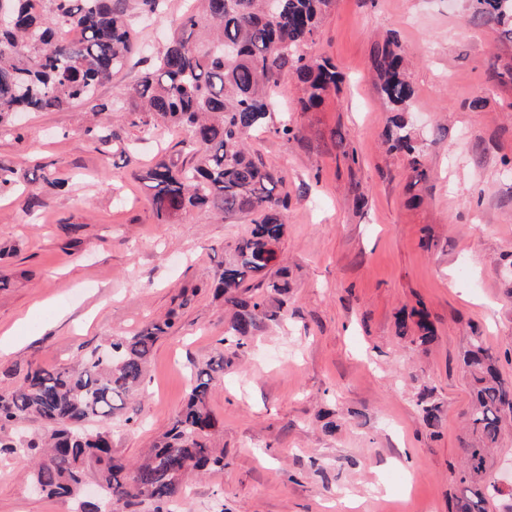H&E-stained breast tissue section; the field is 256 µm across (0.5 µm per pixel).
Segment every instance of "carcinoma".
Wrapping results in <instances>:
<instances>
[{
	"label": "carcinoma",
	"instance_id": "obj_1",
	"mask_svg": "<svg viewBox=\"0 0 512 512\" xmlns=\"http://www.w3.org/2000/svg\"><path fill=\"white\" fill-rule=\"evenodd\" d=\"M270 2L189 0L164 52L125 105L98 102L96 89L136 51L129 0H6L9 20L0 23V123L18 112L85 106L102 116L87 134L123 150L130 148V129L149 131L160 121L177 125L186 132L185 157L163 158L146 172L157 217L170 220L202 207L226 220L251 217L247 235L229 246L215 287L232 309L222 343L234 356L265 321L286 316L290 290L286 268L268 276L278 263L274 248L287 231L288 197L275 193L283 177L253 157L247 139L267 129L271 93L283 74L300 83L304 109L317 106L340 83L329 60L307 52L332 0H281L275 13ZM474 2L473 18L512 24V0ZM402 63L397 39L390 35L377 44L374 73L394 106L406 105L413 95ZM114 112L126 113L118 127L112 125ZM391 123L390 149L416 152L403 115ZM255 279L259 292L247 285ZM411 317L419 330L412 343L429 346L433 330L418 311L399 320V336L408 334ZM174 326L171 314L132 336L112 337L106 348L72 366L32 368L22 384L0 393L1 426L21 418L45 426L39 445L0 440V448L12 454L41 450L31 474L40 492L78 499L92 471L98 499L81 502V512H141L145 504L149 512H174L189 475L224 468V450L211 444L217 419L208 406L214 374L232 364L223 354L191 375L186 401L147 454L129 466L112 452L110 426L144 380L155 344ZM462 368L473 400L466 419L469 440L453 469L461 487L453 512H488L490 497L500 490L486 481L487 459L512 422V382L501 377L496 359L477 339L464 352ZM418 406L428 428L440 427L442 408L432 392H423Z\"/></svg>",
	"mask_w": 512,
	"mask_h": 512
}]
</instances>
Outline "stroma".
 <instances>
[{
  "label": "stroma",
  "instance_id": "35a3bbf8",
  "mask_svg": "<svg viewBox=\"0 0 512 512\" xmlns=\"http://www.w3.org/2000/svg\"><path fill=\"white\" fill-rule=\"evenodd\" d=\"M186 0H161L157 17L131 4L141 46L98 89L122 99L162 53ZM394 36L414 90L404 117L421 167L388 151L392 110L375 83L372 52ZM310 53L342 75L338 90L301 111L291 74L276 109L297 133L265 131L251 151L284 178L287 233L279 253L292 287L288 316L254 335L211 389L212 441L224 467L193 480L186 512H448L451 465L462 456L471 391L461 358L474 339L512 381V39L472 21L465 0H333ZM79 109L28 113L0 125V163L22 191L0 194V391L29 368L77 362L114 335L175 314L128 408L137 425L112 429L133 461L172 424L197 366L222 352L224 304L213 295L225 250L248 216L220 221L194 209L158 220L142 179L185 133L158 125L119 152L86 134ZM67 179L63 191L47 179ZM191 292L181 305L182 292ZM424 310L428 350L399 337L403 311ZM443 406L432 432L417 395ZM335 432L322 428L324 416ZM28 459L0 451V512H79L72 499L31 491Z\"/></svg>",
  "mask_w": 512,
  "mask_h": 512
}]
</instances>
